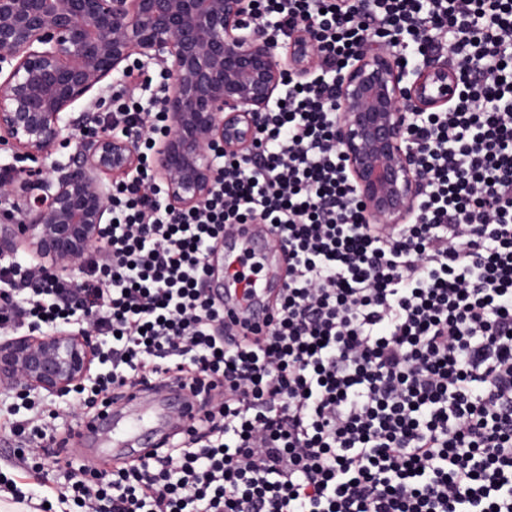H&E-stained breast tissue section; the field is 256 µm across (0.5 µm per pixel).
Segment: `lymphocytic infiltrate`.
I'll use <instances>...</instances> for the list:
<instances>
[{
    "label": "lymphocytic infiltrate",
    "instance_id": "obj_1",
    "mask_svg": "<svg viewBox=\"0 0 512 512\" xmlns=\"http://www.w3.org/2000/svg\"><path fill=\"white\" fill-rule=\"evenodd\" d=\"M280 26L314 22L320 74L288 81L249 159L223 157L206 202L112 196L83 301L30 266L20 320L87 316L111 363L94 389L169 374L198 403L165 452L57 488L74 512H512V0H259ZM457 58L459 92L412 131L422 191L408 224H368L335 148L337 66L358 32ZM158 104H108L104 128L156 133ZM263 224L287 263L264 324L202 283L227 227Z\"/></svg>",
    "mask_w": 512,
    "mask_h": 512
}]
</instances>
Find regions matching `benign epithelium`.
<instances>
[{
    "label": "benign epithelium",
    "instance_id": "7a95c632",
    "mask_svg": "<svg viewBox=\"0 0 512 512\" xmlns=\"http://www.w3.org/2000/svg\"><path fill=\"white\" fill-rule=\"evenodd\" d=\"M257 0H0V150L28 165L0 177V259L21 249L33 265L70 285L104 249L113 179L143 178L136 133L88 128L90 109L110 93L146 82L164 68L166 127L156 174L178 209L202 203L223 154L252 147L263 113L287 72L318 70L315 26L305 22L282 42L259 24ZM394 39L361 36L336 76V145L354 181L367 224H404L420 189L409 135L426 112H444L459 84L448 55L429 51L407 70ZM74 145L68 163L52 155ZM224 250L208 260L206 288L222 296ZM18 304L0 290V317ZM77 327L31 329L0 341V389L64 396L90 377L96 337Z\"/></svg>",
    "mask_w": 512,
    "mask_h": 512
}]
</instances>
